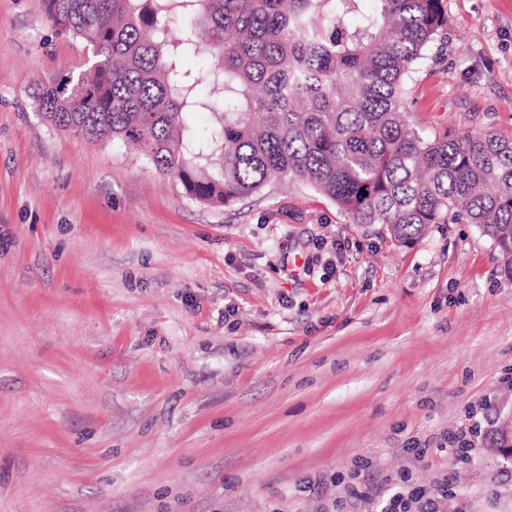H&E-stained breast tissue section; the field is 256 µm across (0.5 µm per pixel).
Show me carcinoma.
Masks as SVG:
<instances>
[{
	"label": "carcinoma",
	"mask_w": 512,
	"mask_h": 512,
	"mask_svg": "<svg viewBox=\"0 0 512 512\" xmlns=\"http://www.w3.org/2000/svg\"><path fill=\"white\" fill-rule=\"evenodd\" d=\"M46 0L85 68L31 87L53 128L132 141L202 204L298 181L397 242L476 225L512 279V140L407 124L406 79L448 27L447 0ZM216 61L203 73L184 60ZM212 124L200 133L193 115Z\"/></svg>",
	"instance_id": "cac0c4a2"
}]
</instances>
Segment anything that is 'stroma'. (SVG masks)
Returning <instances> with one entry per match:
<instances>
[{
	"label": "stroma",
	"mask_w": 512,
	"mask_h": 512,
	"mask_svg": "<svg viewBox=\"0 0 512 512\" xmlns=\"http://www.w3.org/2000/svg\"><path fill=\"white\" fill-rule=\"evenodd\" d=\"M430 55L410 122L512 139V0H448ZM86 57L45 0H0V512H512L493 241L399 244L298 182L200 204L35 111ZM425 494H418L417 492L409 494L406 498L400 493L393 495L390 500L394 508H400L398 512H440L435 505L434 497H427L424 501ZM415 506L418 510L411 511Z\"/></svg>",
	"instance_id": "stroma-1"
}]
</instances>
